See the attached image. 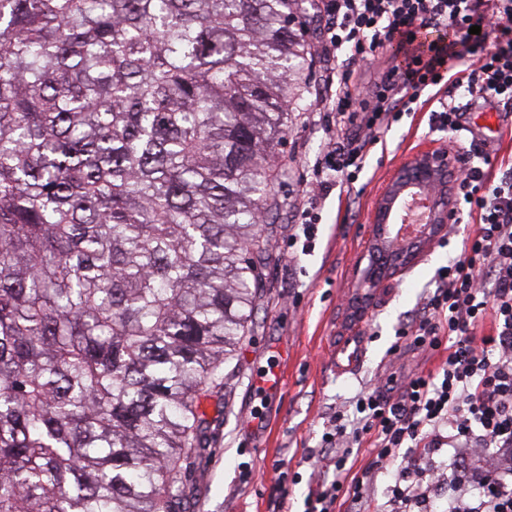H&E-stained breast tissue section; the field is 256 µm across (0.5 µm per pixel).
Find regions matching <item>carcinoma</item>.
Masks as SVG:
<instances>
[{"mask_svg":"<svg viewBox=\"0 0 512 512\" xmlns=\"http://www.w3.org/2000/svg\"><path fill=\"white\" fill-rule=\"evenodd\" d=\"M315 0H0V512H187Z\"/></svg>","mask_w":512,"mask_h":512,"instance_id":"carcinoma-1","label":"carcinoma"}]
</instances>
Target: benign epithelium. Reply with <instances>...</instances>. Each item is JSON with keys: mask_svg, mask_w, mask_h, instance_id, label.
Masks as SVG:
<instances>
[{"mask_svg": "<svg viewBox=\"0 0 512 512\" xmlns=\"http://www.w3.org/2000/svg\"><path fill=\"white\" fill-rule=\"evenodd\" d=\"M452 167L453 159L448 151L427 149L413 155L394 174L377 204L375 223L378 225V230L376 242L370 246V258H375V253L388 246V241L381 236V233L389 223V199L411 186H418L431 199L427 229L423 235L408 241L401 250L392 253L394 261L382 270H376L372 261L361 270L358 278V303H364L383 280L393 277L399 269L417 259L428 244L444 230L446 224L452 221L455 213V183L448 179V172Z\"/></svg>", "mask_w": 512, "mask_h": 512, "instance_id": "benign-epithelium-1", "label": "benign epithelium"}]
</instances>
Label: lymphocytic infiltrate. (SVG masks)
Wrapping results in <instances>:
<instances>
[{
    "label": "lymphocytic infiltrate",
    "instance_id": "lymphocytic-infiltrate-1",
    "mask_svg": "<svg viewBox=\"0 0 512 512\" xmlns=\"http://www.w3.org/2000/svg\"><path fill=\"white\" fill-rule=\"evenodd\" d=\"M327 23L322 55L362 61L398 45L404 64L370 97L349 84L344 70L327 76L317 102L326 118L323 156L300 211L316 223L329 189L356 177L365 147L385 128L428 98L440 130L457 136L459 97L496 98L512 105V0H323ZM480 25V34L471 26ZM467 48L457 58L455 44ZM479 222L463 240L456 261L439 268L418 319L396 332L392 352L441 354L437 370L367 387L355 419L337 411L324 425L308 462L323 478L304 512H371L369 490L378 475L393 473L388 512H429L442 485L454 494L448 512H512V168L498 179L467 168L456 188ZM493 334L479 335L486 317ZM373 450L368 467L355 470L354 452ZM457 449L466 465L445 469L434 456Z\"/></svg>",
    "mask_w": 512,
    "mask_h": 512
}]
</instances>
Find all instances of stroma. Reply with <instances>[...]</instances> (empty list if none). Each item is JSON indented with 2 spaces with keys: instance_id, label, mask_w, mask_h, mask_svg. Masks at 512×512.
Instances as JSON below:
<instances>
[{
  "instance_id": "1",
  "label": "stroma",
  "mask_w": 512,
  "mask_h": 512,
  "mask_svg": "<svg viewBox=\"0 0 512 512\" xmlns=\"http://www.w3.org/2000/svg\"><path fill=\"white\" fill-rule=\"evenodd\" d=\"M327 67L315 58L307 107L295 113L279 147L274 193L283 208L276 223L262 227L269 258L253 323L224 366V413L212 427L209 450L191 460V512H277L283 497L290 512H304L319 478L305 451L317 447L327 417L338 410L353 414V397L377 376L400 379L440 363L436 355H394L389 348L401 324L418 317L437 270L459 257L476 217L460 214L452 232L441 233L420 259L385 280L356 323L351 300L375 207L393 173L419 150L450 149L454 142L433 130L428 110L402 116L382 145L371 147L357 181L336 187L322 202L313 235L305 237L297 211L322 155L324 130L314 115ZM464 120L461 139L473 145V165L495 174L512 166V116L481 100ZM272 366L280 370L282 388L261 393L259 378Z\"/></svg>"
}]
</instances>
